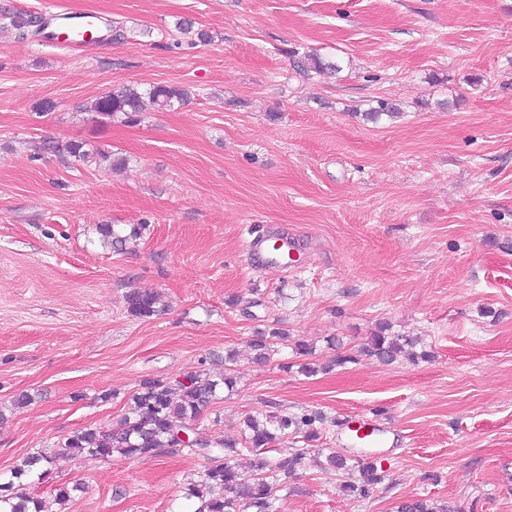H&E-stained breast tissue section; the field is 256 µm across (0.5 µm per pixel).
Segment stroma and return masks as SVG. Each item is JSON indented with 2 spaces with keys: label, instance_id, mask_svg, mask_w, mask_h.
<instances>
[{
  "label": "stroma",
  "instance_id": "obj_1",
  "mask_svg": "<svg viewBox=\"0 0 512 512\" xmlns=\"http://www.w3.org/2000/svg\"><path fill=\"white\" fill-rule=\"evenodd\" d=\"M87 11L126 29L70 49L0 33V482L84 427L115 424L145 378L219 374L225 349L274 325L357 348L381 322L432 357L361 356L298 373L292 349L235 366L237 386L199 419L236 436L248 413L319 411L320 447L373 452L385 479L312 468L278 512H392L407 498L512 512V0H0V10ZM212 32L192 43L178 18ZM338 60L300 77L292 51ZM185 88L134 123L89 112L124 85ZM55 108L39 111L43 100ZM384 99L403 115L372 123ZM78 141L126 160L82 165L45 149ZM100 224H141L105 248ZM292 237L302 262L259 269L244 251ZM164 309L127 311L130 292ZM31 405L13 408L18 394ZM376 420L383 441L351 437ZM191 452L61 457L38 492L51 512H189ZM74 492L54 501V486ZM126 303L128 312L138 318L153 316L164 306L157 292L134 291L127 295Z\"/></svg>",
  "mask_w": 512,
  "mask_h": 512
}]
</instances>
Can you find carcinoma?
I'll return each mask as SVG.
<instances>
[{
	"label": "carcinoma",
	"instance_id": "1",
	"mask_svg": "<svg viewBox=\"0 0 512 512\" xmlns=\"http://www.w3.org/2000/svg\"><path fill=\"white\" fill-rule=\"evenodd\" d=\"M46 24L45 20L33 24L29 14L22 11L0 14V29H10L23 40L45 38ZM175 28L181 33L190 32L192 24L180 19ZM194 37L199 43L213 41L212 33L206 29L195 31ZM296 68L303 77L312 72L321 74L340 70L336 63L310 53L296 60ZM188 100L187 90L174 86L157 85L142 91L127 85L103 93L87 107V111L104 118L123 115L133 120L148 104L157 110H172L185 105ZM399 114L396 105L382 100L364 116L376 122L384 116L393 120ZM46 150L82 163L101 160L110 162L113 167L126 165L125 159L114 158L109 153L90 154L79 142L60 144L49 141ZM143 229L142 224L98 225L103 246L117 251L136 244ZM126 303L128 312L138 318L153 316L163 308L161 295L157 292L134 291L126 296ZM331 344L338 353L328 362L318 364L310 361L315 354L312 344L305 341L292 343L285 330L272 327L247 342V356L256 365H266L291 345L295 354L303 358L299 363L300 371L312 376L353 359L352 355L342 351L340 339H331ZM360 353L381 362H393L401 355L412 362L431 358L430 351L421 348L419 338L393 333L388 322L376 326L360 346ZM239 356L240 351L234 348L226 350L224 374L218 377L196 371L168 381L158 378L141 380L128 397L125 413L116 426L106 430L78 429L60 441L54 453H37L25 458L14 471L13 480L0 484V512H49L46 501L35 493V488L51 478V465L58 455H89L105 461L114 457L141 459L180 452L185 445L205 461L198 478L187 483L186 499L197 504L194 512H277L280 492L288 489L297 474L310 465L336 471L350 469L349 461L353 459L336 451L323 456L312 449L321 439L320 432L314 428L315 423L323 421L319 412L296 415L278 409L261 416L249 415L238 436L232 440L204 437L197 432L199 417L214 402L218 392L222 389L235 391L234 365ZM179 431L189 433V443L184 444L177 438ZM296 435L302 436L307 447L294 453L275 448L276 443ZM353 461L360 480L342 483L340 491L351 499L367 498L384 481L383 471L371 457H358ZM396 512L451 510L445 502L413 498L398 503Z\"/></svg>",
	"mask_w": 512,
	"mask_h": 512
}]
</instances>
